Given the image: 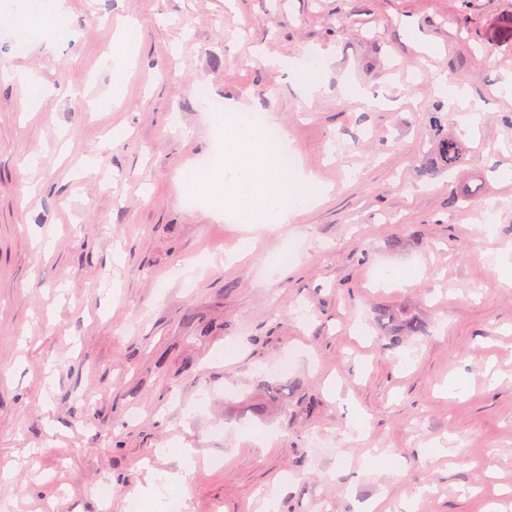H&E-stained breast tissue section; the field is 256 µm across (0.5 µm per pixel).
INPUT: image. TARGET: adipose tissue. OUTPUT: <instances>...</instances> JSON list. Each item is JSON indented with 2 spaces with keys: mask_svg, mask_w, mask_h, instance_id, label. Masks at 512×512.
Wrapping results in <instances>:
<instances>
[{
  "mask_svg": "<svg viewBox=\"0 0 512 512\" xmlns=\"http://www.w3.org/2000/svg\"><path fill=\"white\" fill-rule=\"evenodd\" d=\"M0 25L26 39L68 38L67 2L17 0L15 9L0 14ZM247 111V106L238 104L215 116L213 125L224 137L222 156L205 169L185 168L181 181L214 213L237 224L275 228L287 223L297 203L317 188L301 172L282 168L283 143L265 139L244 122Z\"/></svg>",
  "mask_w": 512,
  "mask_h": 512,
  "instance_id": "adipose-tissue-1",
  "label": "adipose tissue"
}]
</instances>
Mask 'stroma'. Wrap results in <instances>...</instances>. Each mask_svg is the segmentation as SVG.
<instances>
[{"mask_svg": "<svg viewBox=\"0 0 512 512\" xmlns=\"http://www.w3.org/2000/svg\"><path fill=\"white\" fill-rule=\"evenodd\" d=\"M69 6L70 42L22 55L0 27V501L124 512L179 472L186 512H263L272 486L279 512H512V47L482 49L512 0ZM131 19L140 57L111 101L102 60ZM442 76L480 116L454 178L432 168ZM201 81L265 113L324 196L252 231L187 206L179 171L212 150ZM476 187L492 216L452 206ZM401 307L428 332L391 349L375 316ZM282 382L284 408L252 418ZM286 384H274L270 385L266 388V392L264 394V397L254 401L250 404L248 411L256 418L258 419H264L269 411V408L273 404H277L282 402L280 395L282 386H285Z\"/></svg>", "mask_w": 512, "mask_h": 512, "instance_id": "stroma-1", "label": "stroma"}]
</instances>
